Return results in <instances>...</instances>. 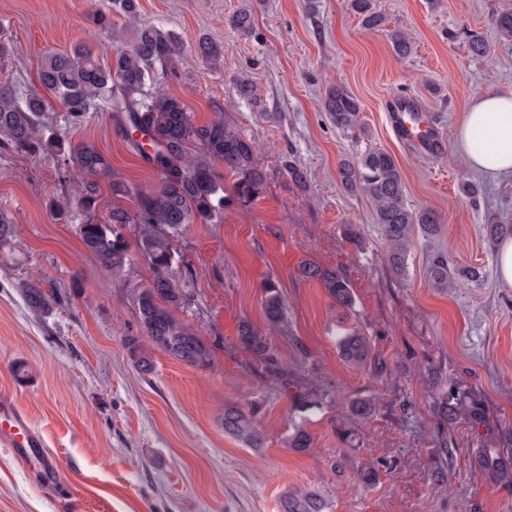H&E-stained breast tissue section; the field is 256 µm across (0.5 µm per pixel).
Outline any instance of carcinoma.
<instances>
[{
	"label": "carcinoma",
	"instance_id": "carcinoma-1",
	"mask_svg": "<svg viewBox=\"0 0 512 512\" xmlns=\"http://www.w3.org/2000/svg\"><path fill=\"white\" fill-rule=\"evenodd\" d=\"M353 9L363 16L365 25L382 24L380 14L372 11L370 0H353ZM139 0H105L91 13L92 23L119 42L112 61L102 63L83 43L66 52L47 55L39 69V89L19 94L12 85H0V148L18 155L50 154L57 158L62 172L81 173V191L72 206L56 209L58 219L71 222L76 214L75 232L100 268L113 278H121L130 264V246L125 230L134 231L136 249L151 270L150 282L135 288L131 297L139 327L150 348L131 347L130 356L139 371L153 372L151 350L192 367L213 366V352L199 329L175 318L172 310L194 301L190 290L193 271L190 263L174 245L190 224H217L230 205H249L264 193L265 175L258 168L252 144L224 123L212 120L199 123L182 101L166 93L161 85L178 78L184 43L173 31L154 23L138 22ZM122 18L119 25L116 18ZM230 24L244 34L252 30L253 19L245 10L235 12ZM67 112L71 127H81L103 104L110 118L123 127L139 153L158 173L155 187L132 195L133 208L112 202L105 217L99 207L103 185L112 195L125 197L129 190L113 179L109 159L88 141L72 142L54 132H43V116L52 100ZM323 107L338 128L351 130L361 126L360 104L348 91H329ZM224 164L235 178L231 191L216 171ZM338 172L343 187L360 193L372 203L375 221L388 246L392 272L406 274L410 246L419 234L434 236L440 230L436 213L412 209L405 201V185L394 158L387 152L373 150L359 159H344ZM17 224L0 209V250L11 244ZM432 287L446 290L456 280L479 282L476 267L450 268L443 255L432 258L428 267ZM302 276L322 282L336 302L341 316L354 306V293L342 275L308 263ZM27 307L34 313L47 314L61 297L42 288L37 281L21 283ZM263 311L269 326L288 329L286 304L280 289L270 282L264 288ZM238 340L244 350L260 363L275 364L274 355L263 336L248 321L238 327ZM336 347L340 357L355 367L371 363L369 339L357 330L340 329ZM224 434L247 448L259 450L267 438L257 426L254 410L236 405L224 407ZM313 438L299 426L285 444L296 452H305ZM278 512H330V503L321 490L290 488L278 499Z\"/></svg>",
	"mask_w": 512,
	"mask_h": 512
}]
</instances>
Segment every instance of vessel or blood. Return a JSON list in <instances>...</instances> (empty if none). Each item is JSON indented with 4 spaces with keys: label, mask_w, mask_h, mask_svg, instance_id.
Segmentation results:
<instances>
[{
    "label": "vessel or blood",
    "mask_w": 512,
    "mask_h": 512,
    "mask_svg": "<svg viewBox=\"0 0 512 512\" xmlns=\"http://www.w3.org/2000/svg\"><path fill=\"white\" fill-rule=\"evenodd\" d=\"M387 110L396 137L417 155L432 157L442 151L443 136L414 97H392ZM0 446L8 448L16 461L38 476L43 485H50L56 479L57 460L45 453L41 434L18 397L12 394H0Z\"/></svg>",
    "instance_id": "1"
}]
</instances>
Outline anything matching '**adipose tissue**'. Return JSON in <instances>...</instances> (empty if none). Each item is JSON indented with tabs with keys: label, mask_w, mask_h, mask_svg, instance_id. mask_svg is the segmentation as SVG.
<instances>
[{
	"label": "adipose tissue",
	"mask_w": 512,
	"mask_h": 512,
	"mask_svg": "<svg viewBox=\"0 0 512 512\" xmlns=\"http://www.w3.org/2000/svg\"><path fill=\"white\" fill-rule=\"evenodd\" d=\"M478 128L487 137L480 150L472 145ZM455 139L471 170L492 179L512 176V92L473 95Z\"/></svg>",
	"instance_id": "obj_1"
}]
</instances>
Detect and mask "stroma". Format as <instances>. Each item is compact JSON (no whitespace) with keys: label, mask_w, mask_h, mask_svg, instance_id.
I'll return each instance as SVG.
<instances>
[{"label":"stroma","mask_w":512,"mask_h":512,"mask_svg":"<svg viewBox=\"0 0 512 512\" xmlns=\"http://www.w3.org/2000/svg\"><path fill=\"white\" fill-rule=\"evenodd\" d=\"M90 4L0 0V32L14 44L0 83L35 89L42 54L78 41L110 61L114 44L89 21ZM372 4L384 17L376 29L363 26L351 0H140L141 21L173 30L186 48L170 92L197 121L224 119L252 142L266 173L256 202L225 209L220 223L190 225L176 243L193 269L195 302L175 316L206 324L209 369L159 351L152 374L133 365L128 344L142 334L130 293L150 281L147 264L138 259L125 277H107L73 226L54 216L53 204L75 189L56 158L0 151V208L17 225L11 253L0 254V393L18 396L61 469L57 485H40L0 447V512H277L291 486L320 489L332 512H512V486L480 464L512 443V288L499 284L497 248L484 232L493 221L512 224V178L472 172L454 139L472 95L512 92V39L492 24L512 0ZM241 9L252 15V34L228 23ZM398 30L412 39L409 57L392 50ZM473 31L488 56L469 53ZM203 38L220 47V66L202 59ZM241 76L255 101L237 94ZM333 87L358 100L360 128L330 122L323 101ZM399 93L432 115L442 153L420 157L394 136L386 107ZM46 122L92 141L130 187L157 185L105 107L75 130L54 102ZM372 150L397 159L407 204L434 210L442 224L436 237H415L402 278L385 260L370 201L347 192L338 174L342 158ZM288 161L306 172L307 187L293 183ZM464 181L478 186L476 201L463 194ZM438 254L479 268L482 285L432 288L426 271ZM304 262L348 279V319L339 320L320 282L301 276ZM24 280L58 292L63 305L32 313ZM270 282L287 303L284 333L263 317ZM242 321L266 337L277 366L245 353ZM341 326L370 339L382 370L341 360ZM304 393L319 409L302 411ZM461 394L484 406L481 426L440 416L442 398ZM353 397L374 400L373 415L352 413ZM228 405L255 407L265 448L225 435ZM299 426L313 437L303 453L285 445ZM372 461L381 469L367 487Z\"/></svg>","instance_id":"stroma-1"}]
</instances>
